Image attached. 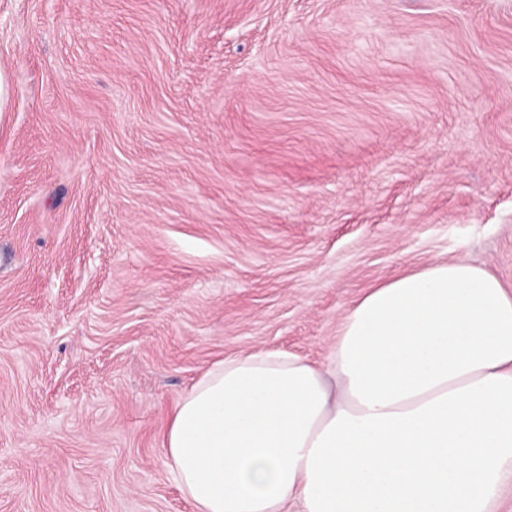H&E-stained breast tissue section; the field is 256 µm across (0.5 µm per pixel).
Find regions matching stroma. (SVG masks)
<instances>
[{"instance_id":"obj_1","label":"stroma","mask_w":512,"mask_h":512,"mask_svg":"<svg viewBox=\"0 0 512 512\" xmlns=\"http://www.w3.org/2000/svg\"><path fill=\"white\" fill-rule=\"evenodd\" d=\"M0 512H195L214 363L435 261L512 292V0H0Z\"/></svg>"}]
</instances>
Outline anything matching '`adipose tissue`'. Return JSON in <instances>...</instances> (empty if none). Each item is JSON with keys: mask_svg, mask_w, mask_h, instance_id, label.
Returning <instances> with one entry per match:
<instances>
[{"mask_svg": "<svg viewBox=\"0 0 512 512\" xmlns=\"http://www.w3.org/2000/svg\"><path fill=\"white\" fill-rule=\"evenodd\" d=\"M164 447L197 512H495L512 491V293L462 260L400 275L344 314L324 363H215Z\"/></svg>", "mask_w": 512, "mask_h": 512, "instance_id": "ef3b65f1", "label": "adipose tissue"}]
</instances>
